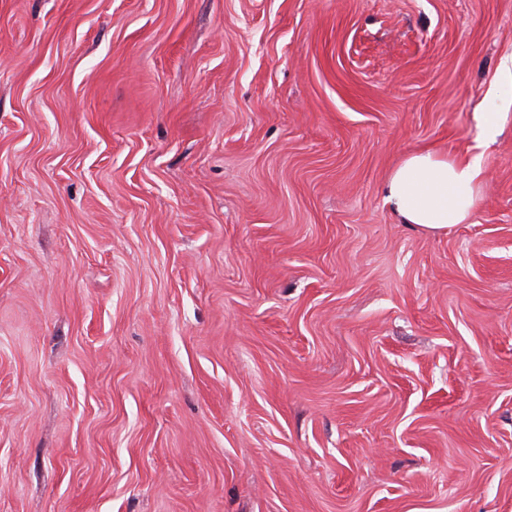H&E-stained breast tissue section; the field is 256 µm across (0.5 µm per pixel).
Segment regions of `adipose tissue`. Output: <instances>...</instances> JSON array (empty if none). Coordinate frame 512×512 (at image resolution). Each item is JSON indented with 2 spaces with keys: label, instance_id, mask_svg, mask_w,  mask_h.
Listing matches in <instances>:
<instances>
[{
  "label": "adipose tissue",
  "instance_id": "obj_1",
  "mask_svg": "<svg viewBox=\"0 0 512 512\" xmlns=\"http://www.w3.org/2000/svg\"><path fill=\"white\" fill-rule=\"evenodd\" d=\"M480 172L476 162L415 151L389 172L383 197L402 223L447 231L471 219L480 201Z\"/></svg>",
  "mask_w": 512,
  "mask_h": 512
}]
</instances>
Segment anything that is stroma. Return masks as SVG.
Segmentation results:
<instances>
[{
    "label": "stroma",
    "mask_w": 512,
    "mask_h": 512,
    "mask_svg": "<svg viewBox=\"0 0 512 512\" xmlns=\"http://www.w3.org/2000/svg\"><path fill=\"white\" fill-rule=\"evenodd\" d=\"M511 57L512 0H0V512H512ZM418 149L469 223L385 205ZM480 172L477 161L415 151L389 172L383 197L402 223L447 231L471 219L480 201Z\"/></svg>",
    "instance_id": "stroma-1"
}]
</instances>
